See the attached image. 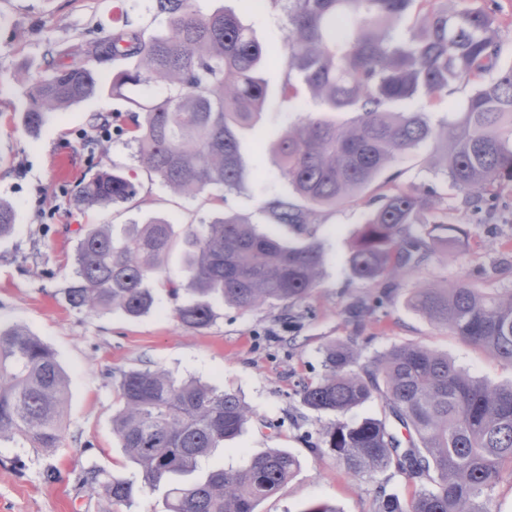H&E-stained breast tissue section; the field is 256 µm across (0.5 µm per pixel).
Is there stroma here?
<instances>
[{
	"label": "stroma",
	"instance_id": "stroma-1",
	"mask_svg": "<svg viewBox=\"0 0 512 512\" xmlns=\"http://www.w3.org/2000/svg\"><path fill=\"white\" fill-rule=\"evenodd\" d=\"M202 13L224 7L240 10L243 22L262 42L286 34L285 19L274 10L241 11L239 0H197ZM152 22L146 0H0V199L16 213L13 233L0 238V324L21 325L55 353L68 375L69 399L64 442L45 453L21 441H0V512H101L97 494L84 488V467L136 479L112 432L117 409L115 385L123 372L162 367L194 376L218 389L238 393L252 411L243 434L225 443L199 464L200 471L236 469L254 456L279 448L294 454L300 466L283 488L262 501L257 512H303L325 503L337 512H373L375 484L348 474L335 456L313 454L306 436L326 426L330 415L306 408L301 383L322 372V351L338 341L364 343L365 354L394 345L420 344L448 352L457 365L489 380L512 376L486 353L436 326L406 303L417 284L448 286L460 281L485 290L512 288V192L480 209L464 204L461 193L431 169V151L422 148L393 167L397 183L436 187L442 201L455 207L465 233L457 258L437 245L421 267L397 278L384 312L357 321L348 306L367 299L379 286L353 277L351 247L379 189L370 186L354 205L322 209L306 233L269 223L260 210L263 198L287 196L291 188L263 153L271 136L298 113L270 103L255 127L241 139L246 178L241 192L226 196L211 190L190 197L173 193L135 159L126 137H101L102 117L119 113L130 123L128 105L102 94L49 116L38 134H29L19 116L26 89L14 74L39 75L48 46L67 49L101 36L123 17ZM112 163L125 168L138 194L111 209L75 208L71 199L81 180ZM238 214L263 231L290 241L315 240L325 247L323 276L312 295L291 311L264 305L240 311L216 304L214 322L205 329H183L174 317L177 299L170 285L186 287L180 252L169 257L154 284L156 306L143 317L121 310L87 316L69 309L63 298L79 237L96 224H143L168 218L175 232L208 223L217 213ZM55 468L58 478L43 473Z\"/></svg>",
	"mask_w": 512,
	"mask_h": 512
}]
</instances>
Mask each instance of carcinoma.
<instances>
[{"mask_svg":"<svg viewBox=\"0 0 512 512\" xmlns=\"http://www.w3.org/2000/svg\"><path fill=\"white\" fill-rule=\"evenodd\" d=\"M196 0H148L166 18L163 33L124 20L72 53L49 48L45 74L28 81L21 122L35 133L48 115L106 92L138 115L118 136L135 157L175 193L244 187L240 133L269 104L263 76L284 62L280 96L307 117L288 125L270 145L273 163L293 190L271 196L261 211L271 224L297 229L316 223L321 207L354 203L395 162L434 145V170L465 203L512 191V66H499L500 27L483 9L457 0H262L288 22L283 40L265 46L231 9L200 13ZM412 18L404 29L402 22ZM129 59L132 66L105 87L94 64ZM161 84V97L128 90ZM459 85L471 87L454 122H433ZM352 114L336 121V113ZM137 188L124 170L105 168L82 181L78 209L129 202ZM435 188L395 187L379 195L349 256L352 275L392 283L424 263L434 246L460 243V227L440 207ZM12 205L0 201V237L14 230ZM164 217L127 224L120 234L99 224L78 241L64 300L87 315L120 309L139 318L155 305L152 282L173 248ZM191 300L174 315L182 328L207 327L212 301L250 310L265 304L289 310L317 285L323 246L294 244L236 214L224 212L183 232ZM349 305L353 318L389 301ZM408 305L512 370V289L488 293L467 282L419 285ZM323 372L301 385L304 406L334 416L310 445L327 448L355 477L390 468L413 483L409 498L376 487V512H494V491L512 481V380L491 383L471 375L448 354L423 345H394L370 356L355 341L323 352ZM112 432L139 481L91 465L80 483L101 496L105 512L132 502L136 492L165 487L166 512H257L299 468L283 449L239 469L217 468L187 481L199 462L239 437L252 416L235 393L160 367L126 371L115 386ZM68 379L52 349L25 327L0 329V440L19 439L51 452L63 440ZM379 400L385 417L347 421L345 415ZM393 418L406 431L401 441Z\"/></svg>","mask_w":512,"mask_h":512,"instance_id":"obj_1","label":"carcinoma"}]
</instances>
